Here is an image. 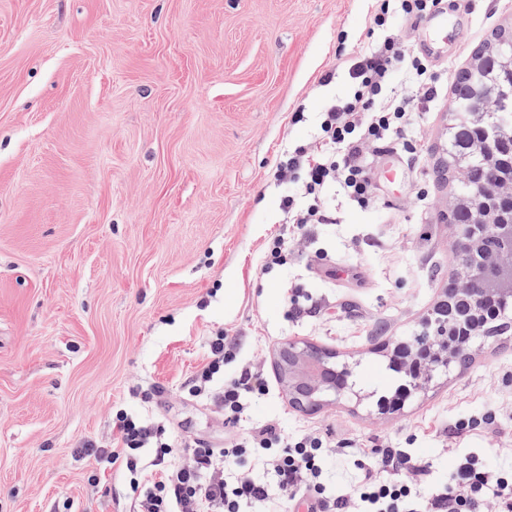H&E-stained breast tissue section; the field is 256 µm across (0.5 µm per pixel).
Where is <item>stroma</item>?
I'll return each instance as SVG.
<instances>
[{
  "label": "stroma",
  "instance_id": "1",
  "mask_svg": "<svg viewBox=\"0 0 512 512\" xmlns=\"http://www.w3.org/2000/svg\"><path fill=\"white\" fill-rule=\"evenodd\" d=\"M372 5L0 0V512H136L128 471L81 452L111 445L118 409L223 447L220 409L185 388L220 332L238 347L226 373L269 382L247 426L346 440L323 473L336 493L358 482L357 448L428 460L426 499L469 455L512 461V335L478 340L466 369L393 415L375 405L392 377L373 352L413 336L458 268L441 174L451 87L512 26V0H455L461 22L431 61L438 97L413 128L423 154L390 155L403 177L379 180L374 206L340 200L336 223L300 230L279 208L275 164L316 145L320 112L349 92L338 61L371 42ZM280 234L288 263L263 269ZM291 289L317 308L292 311ZM287 342L338 355L351 393L293 407Z\"/></svg>",
  "mask_w": 512,
  "mask_h": 512
}]
</instances>
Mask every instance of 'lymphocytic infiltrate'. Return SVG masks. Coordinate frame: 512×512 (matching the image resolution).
I'll list each match as a JSON object with an SVG mask.
<instances>
[{
  "mask_svg": "<svg viewBox=\"0 0 512 512\" xmlns=\"http://www.w3.org/2000/svg\"><path fill=\"white\" fill-rule=\"evenodd\" d=\"M441 0H375L370 16L377 40L358 50L347 62L348 97L330 103L319 128L318 151L298 145L279 159L275 176L298 184L294 194L283 196L279 207L287 223L303 227L332 224L336 215L325 204L331 188H340L348 203L361 207L376 202L375 163L394 145L407 143V132L417 112L423 111L434 92L433 76L425 60L414 54L407 33L389 20L401 15L417 24ZM404 71L412 94L388 96L390 78ZM236 357L232 338L217 334L209 341L204 365L188 382L192 396L218 404L226 424L242 421L251 402L265 395L262 374L245 365L231 377L224 367ZM117 445L102 448L87 444L86 451L103 465L120 464L130 472V487L139 512H245L255 503L267 512H281L288 502L309 498L322 512H418L417 493L427 476L428 461L398 448H381L373 462L357 460L363 477L353 495L329 491L322 480L326 451L336 440L328 434L306 432L288 438L273 423L233 435L220 448L189 447L173 450L166 429L117 410L112 417ZM152 449L160 473L147 472L143 449ZM266 465L271 482H261L240 472L245 459ZM512 512V471L488 466L469 456L449 475L445 489L433 496L427 512Z\"/></svg>",
  "mask_w": 512,
  "mask_h": 512,
  "instance_id": "lymphocytic-infiltrate-1",
  "label": "lymphocytic infiltrate"
}]
</instances>
